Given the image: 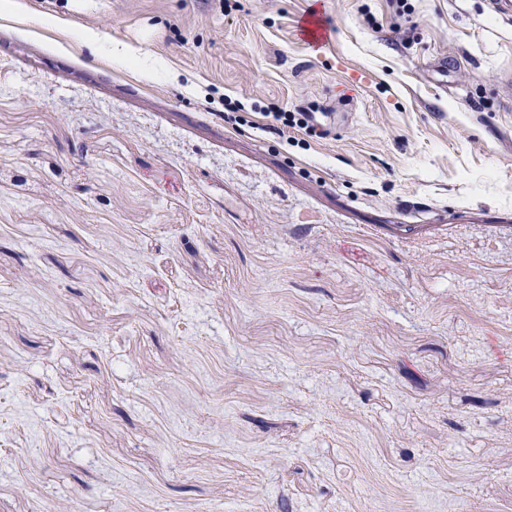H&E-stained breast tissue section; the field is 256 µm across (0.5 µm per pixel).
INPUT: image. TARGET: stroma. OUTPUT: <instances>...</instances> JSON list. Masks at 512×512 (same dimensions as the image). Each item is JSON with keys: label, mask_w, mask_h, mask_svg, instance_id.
<instances>
[{"label": "stroma", "mask_w": 512, "mask_h": 512, "mask_svg": "<svg viewBox=\"0 0 512 512\" xmlns=\"http://www.w3.org/2000/svg\"><path fill=\"white\" fill-rule=\"evenodd\" d=\"M19 2L0 512H512V22L324 0L317 54L308 0ZM299 23L301 32L312 47L319 48L331 40V32L322 23L318 13H304ZM251 111L255 114L262 115L267 119L266 123L259 126L264 133L276 134L279 137H286L288 142V129L302 130L309 138H325L327 131L317 130L316 127L309 123L308 112H288L278 107L274 103L261 106L255 104L251 107Z\"/></svg>", "instance_id": "stroma-1"}]
</instances>
